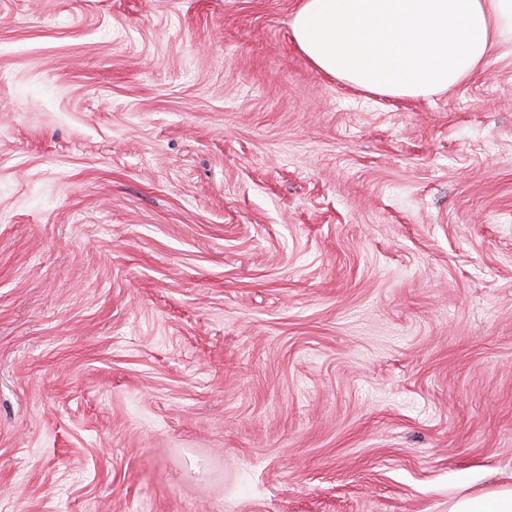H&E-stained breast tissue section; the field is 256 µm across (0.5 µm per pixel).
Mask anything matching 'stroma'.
I'll list each match as a JSON object with an SVG mask.
<instances>
[{
  "mask_svg": "<svg viewBox=\"0 0 512 512\" xmlns=\"http://www.w3.org/2000/svg\"><path fill=\"white\" fill-rule=\"evenodd\" d=\"M298 3L0 0V512L512 484V41L372 94Z\"/></svg>",
  "mask_w": 512,
  "mask_h": 512,
  "instance_id": "1",
  "label": "stroma"
}]
</instances>
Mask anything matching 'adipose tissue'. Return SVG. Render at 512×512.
Wrapping results in <instances>:
<instances>
[{"label":"adipose tissue","mask_w":512,"mask_h":512,"mask_svg":"<svg viewBox=\"0 0 512 512\" xmlns=\"http://www.w3.org/2000/svg\"><path fill=\"white\" fill-rule=\"evenodd\" d=\"M291 38L321 71L396 98L448 90L512 39V0H300Z\"/></svg>","instance_id":"adipose-tissue-1"}]
</instances>
